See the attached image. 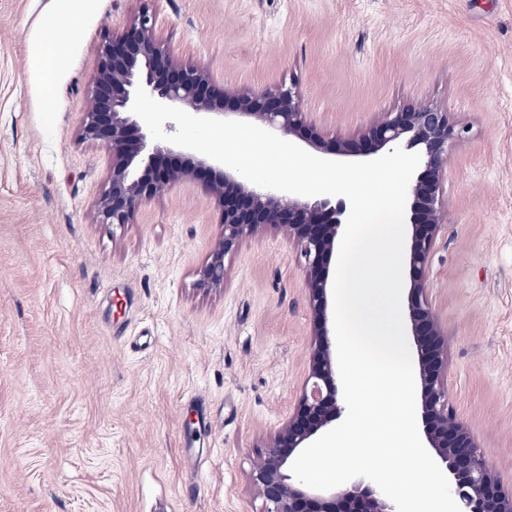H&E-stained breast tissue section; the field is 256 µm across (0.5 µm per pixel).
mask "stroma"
I'll return each mask as SVG.
<instances>
[{
    "label": "stroma",
    "instance_id": "obj_1",
    "mask_svg": "<svg viewBox=\"0 0 512 512\" xmlns=\"http://www.w3.org/2000/svg\"><path fill=\"white\" fill-rule=\"evenodd\" d=\"M47 0H0V512H263L252 464L296 404L313 344L297 245L270 228L198 272L220 232L200 189L95 221L109 151L82 140L99 0L40 112L27 66ZM182 62L229 88L296 82L339 137L406 104L464 127L429 267L449 398L512 484V0H156Z\"/></svg>",
    "mask_w": 512,
    "mask_h": 512
}]
</instances>
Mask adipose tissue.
<instances>
[{"label": "adipose tissue", "mask_w": 512, "mask_h": 512, "mask_svg": "<svg viewBox=\"0 0 512 512\" xmlns=\"http://www.w3.org/2000/svg\"><path fill=\"white\" fill-rule=\"evenodd\" d=\"M97 9L98 0H48L29 46V70L38 83L41 111H54L55 82L70 67L81 27Z\"/></svg>", "instance_id": "obj_1"}]
</instances>
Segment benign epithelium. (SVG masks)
Masks as SVG:
<instances>
[{
  "label": "benign epithelium",
  "mask_w": 512,
  "mask_h": 512,
  "mask_svg": "<svg viewBox=\"0 0 512 512\" xmlns=\"http://www.w3.org/2000/svg\"><path fill=\"white\" fill-rule=\"evenodd\" d=\"M156 101L188 113L243 117L279 137L299 139L340 158L369 161L396 147L420 155L418 174L407 190V317L417 356L416 382L427 447L452 482L461 512H512V486L494 473L448 396L446 339L432 305L429 261L445 223L444 165L463 128L433 103L407 105L366 125L353 139L328 136L304 112L297 83L260 89H228L207 67L179 60L158 27L156 13L142 7L118 36H106L89 90L81 137L110 152L107 182L96 202L99 224L123 226L163 185L197 187L218 202L222 231L198 285H224L225 259L268 227L286 229L300 247L308 271L307 303L315 341L309 372L288 420L261 453L251 481L264 512H396L381 492L362 482L329 491L311 489L294 477L299 453L343 411L337 387L336 354L327 327L329 287L324 269L346 224L345 199L316 198L259 187L229 167L173 144L149 145L141 119L131 111L137 86Z\"/></svg>",
  "instance_id": "benign-epithelium-1"
}]
</instances>
